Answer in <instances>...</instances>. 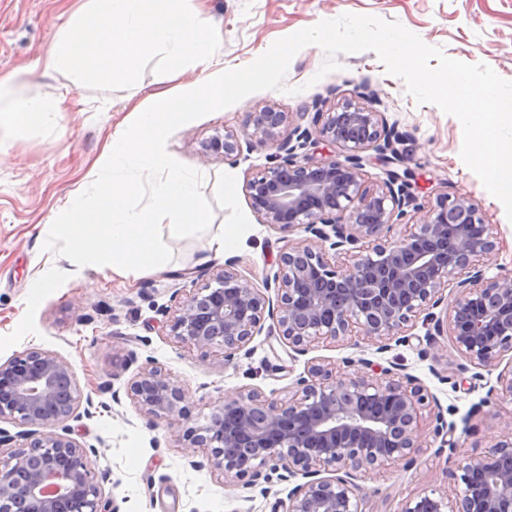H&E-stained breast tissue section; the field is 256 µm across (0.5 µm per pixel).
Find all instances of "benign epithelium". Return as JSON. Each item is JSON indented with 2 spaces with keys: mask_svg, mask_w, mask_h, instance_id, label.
<instances>
[{
  "mask_svg": "<svg viewBox=\"0 0 512 512\" xmlns=\"http://www.w3.org/2000/svg\"><path fill=\"white\" fill-rule=\"evenodd\" d=\"M285 114L245 116L240 132L212 138L209 155L229 158L240 138L275 139ZM323 141L327 152L298 156ZM279 164L247 179L245 194L261 223L306 236L279 255L272 282L260 289L232 270L215 269L201 288L175 301L172 336L232 359L261 335L266 320L293 353L324 342L365 340L377 351L406 343L421 324L426 335L450 336L477 368L503 366L498 387L478 403L512 401V276L485 277L497 247L495 225L477 207L448 197L418 201L407 175L388 169L382 185H365L362 153L388 167L397 159L380 113L347 103L327 113L316 132L296 126L276 144ZM410 221H405V218ZM275 288V297L266 290ZM441 309L435 313V309ZM364 358L342 366H307L288 396L241 389L212 406L206 423L182 433L184 450L208 451L224 478L261 469L303 478L279 501L281 512H362L356 480L402 462L423 447L422 410L435 409L432 436L449 450L453 494L417 492L399 512H512V437L487 453L455 456L456 425L417 378L392 361L371 374ZM127 396L155 421L187 419L184 387L158 367L144 369ZM70 363L48 350H25L0 363V512H107L102 488L87 467V449L70 437L78 419Z\"/></svg>",
  "mask_w": 512,
  "mask_h": 512,
  "instance_id": "7a95c632",
  "label": "benign epithelium"
}]
</instances>
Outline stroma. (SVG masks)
<instances>
[{
  "mask_svg": "<svg viewBox=\"0 0 512 512\" xmlns=\"http://www.w3.org/2000/svg\"><path fill=\"white\" fill-rule=\"evenodd\" d=\"M77 6V0H0V77L21 67L34 70ZM189 7L220 28L221 45L211 61L228 69L250 64L280 38L351 13L397 21L447 57L486 64L512 80V0H190ZM324 59L318 46H306L292 58L284 90L251 94L171 135L168 153L202 176L201 191L214 210L212 225L189 238L163 232L173 254L169 270L128 277L107 268L77 267L43 250V242L70 196L95 180L112 130L153 95L202 79L203 66L189 64L177 77L148 69L130 88L84 87L66 99L60 96L65 77L33 74L18 91L22 101L57 99L60 114L53 124L37 120L14 128L9 154L0 162V363L42 349L72 365L80 398H91L94 407L92 417L71 421V436L88 447V466L115 512H274L288 492L287 483L275 478L225 484L204 453L185 456L178 443L181 427L151 425L126 395L137 374L151 366L184 385L189 423L196 426L215 402L244 388L284 397L308 360L337 364L352 357L383 365L397 358L450 409L456 426H469L461 454H479L512 437V401L471 411L496 385V372H484L477 388L451 387L445 376L458 373L465 360L446 335L438 337L433 357L421 358L422 327L409 343L385 353L365 343L339 342L313 348L295 361L275 336L256 337L250 355L227 361L220 353L178 343L171 334L165 307L173 296L207 283L212 267L235 261L238 273L263 286L277 269L280 250L303 236L260 223L244 193L251 174L276 165L270 141L259 135L241 139L240 151L227 159L204 154L212 136L239 131L247 113L263 109L286 114L277 130L282 139L295 126L311 127L316 113L347 102L373 104L397 141L394 168L410 173L413 194L422 201L444 194L474 204L486 223L498 227L486 277L512 274V222L463 163L460 121L435 105L417 104L374 52L337 55L339 70L322 76ZM225 224L234 231L219 251L213 237ZM50 268L57 275L43 283ZM103 382L110 390H100ZM446 467L445 456L428 447L416 452L412 466L392 465L359 478L364 512H399L402 499L416 491L449 493Z\"/></svg>",
  "mask_w": 512,
  "mask_h": 512,
  "instance_id": "stroma-1",
  "label": "stroma"
}]
</instances>
